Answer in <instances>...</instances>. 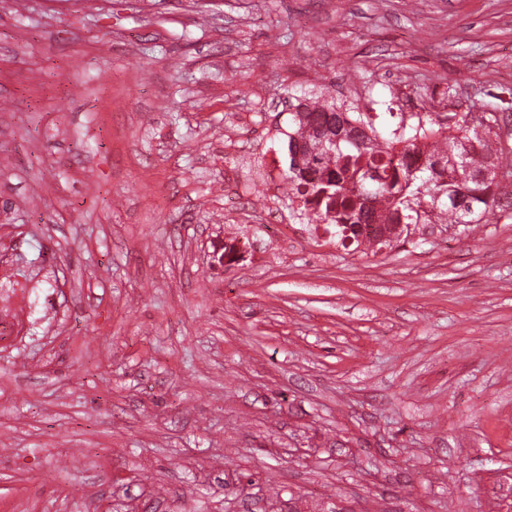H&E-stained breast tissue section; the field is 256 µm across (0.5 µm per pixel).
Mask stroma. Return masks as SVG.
Masks as SVG:
<instances>
[{
    "label": "stroma",
    "mask_w": 512,
    "mask_h": 512,
    "mask_svg": "<svg viewBox=\"0 0 512 512\" xmlns=\"http://www.w3.org/2000/svg\"><path fill=\"white\" fill-rule=\"evenodd\" d=\"M340 75L384 132L497 97L512 153V0H0V505L512 512V176L306 223L288 97Z\"/></svg>",
    "instance_id": "35a3bbf8"
}]
</instances>
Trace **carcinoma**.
Returning a JSON list of instances; mask_svg holds the SVG:
<instances>
[{
	"instance_id": "carcinoma-1",
	"label": "carcinoma",
	"mask_w": 512,
	"mask_h": 512,
	"mask_svg": "<svg viewBox=\"0 0 512 512\" xmlns=\"http://www.w3.org/2000/svg\"><path fill=\"white\" fill-rule=\"evenodd\" d=\"M291 107L288 143L301 145L306 159L301 168L289 164L288 208L336 225L344 240L382 247L402 224H478L499 206V183L483 179L499 166L492 131L480 138L464 117L444 127L419 116L384 137L362 113L319 95ZM344 123L350 138L310 152Z\"/></svg>"
}]
</instances>
